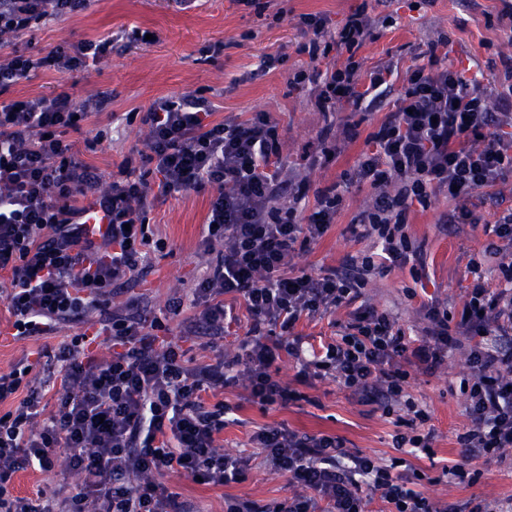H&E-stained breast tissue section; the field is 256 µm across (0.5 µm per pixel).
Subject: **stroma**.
Returning a JSON list of instances; mask_svg holds the SVG:
<instances>
[{"mask_svg":"<svg viewBox=\"0 0 512 512\" xmlns=\"http://www.w3.org/2000/svg\"><path fill=\"white\" fill-rule=\"evenodd\" d=\"M264 10L240 4L239 0H198L182 9L178 0H92L88 10L60 20L37 25L31 33L13 41L12 47L27 55L43 56L62 47L72 48L84 40H97L115 33L110 56L85 71L63 76L41 70L29 80L10 88L9 97L53 95L68 92L75 100L102 93L110 98L103 113L90 116L80 132L70 133L76 144L98 136L102 143L84 153L101 183H109L131 149L143 148L146 131L140 119L158 97L181 96L203 90L215 105L217 117L228 113L272 112L291 164L308 168L305 202L313 204L317 187L346 182L344 203L335 224L317 243L302 253L298 262L312 270L341 267L350 255L374 252L369 240H355L352 219L372 200L368 186L347 183L346 178L364 148L366 136L375 130L381 113L371 115L342 107L333 112L320 110L308 93L291 90L288 76L306 66L307 55L298 51L303 36L296 27L302 13H324L340 22L361 0H263ZM507 0H430L417 10L405 0H375L373 9L383 18L378 39L369 41L360 55L365 68L381 61L393 62L398 72L413 64L420 47L448 38V59L458 65H472L483 75L489 90H498L504 80L503 61L512 57V39L500 28L499 14L511 7ZM153 33L152 42L134 40L133 31ZM284 56L277 69L260 70L263 57ZM356 134L355 141L342 139L343 130ZM335 136L338 151L331 162H315L321 133ZM209 191H190L158 200L147 213L149 273L144 283H128L115 295L113 305L136 302L147 314L160 318L164 337L180 341L189 307L173 309L175 298L185 296L202 277L210 260L200 242L209 208ZM479 226L458 224L444 227L441 218L454 204L438 196L429 208L412 207L408 230L423 248L425 267L420 276L409 268H392L376 275L364 290L370 303L397 316L400 324L420 334L425 322L421 306L431 298L446 300L450 312L461 309L474 283L471 261L481 265L489 289L498 287L501 275L497 259L487 253L491 238L484 225L494 223L497 211L512 207V178L498 186L495 194L479 192L467 202ZM181 342V341H180ZM468 369L462 355L450 356L441 370L410 379L407 393L426 406L432 419L430 453L404 455L395 448L394 437L403 432L396 415L383 414L377 405L364 403L351 391L331 379H314L302 386L303 400L282 407H261L248 402L241 388L224 390V402L233 409V419L224 427L223 450L247 458L248 477L240 483L221 487L197 484L173 474L166 484L182 499L191 501L198 512H224L229 498H249L274 505L290 493L287 482L264 464L253 448L252 434L267 425H282L306 433L335 434L346 439L348 448L371 455L382 462L402 456L425 476L417 488L451 504L467 501L512 499V449L506 461L479 458V478L460 484L443 473L453 465L461 448L459 435L470 428L463 394Z\"/></svg>","mask_w":512,"mask_h":512,"instance_id":"1","label":"stroma"}]
</instances>
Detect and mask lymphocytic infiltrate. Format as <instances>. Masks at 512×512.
Returning a JSON list of instances; mask_svg holds the SVG:
<instances>
[{"label": "lymphocytic infiltrate", "instance_id": "obj_1", "mask_svg": "<svg viewBox=\"0 0 512 512\" xmlns=\"http://www.w3.org/2000/svg\"><path fill=\"white\" fill-rule=\"evenodd\" d=\"M89 5L0 0V274L9 326L20 340L51 335L64 322L85 327L57 350L37 352L57 382L52 409L31 385L33 361L0 373V512H191L164 477L177 473L210 486L247 478L246 461L220 449L226 407L203 399L230 384L241 385L248 401L285 406L301 400L300 387L310 379L330 378L384 414L404 406L411 433L396 435V446L428 448L422 429L431 415L406 399L405 387L412 373L435 374L453 350L469 367L471 427L459 437L460 460L449 473L470 482L474 460L503 457L512 448V208L484 227L495 237L488 249L499 258L504 287L474 283L456 316L447 302L431 300L418 343L407 340L391 313L363 301L362 289L387 267L423 264V250L407 232L413 206L428 208L443 194L456 203L443 223L472 224L467 199L512 174V84L490 96L476 74L449 63L442 37L428 43L423 63L409 66L398 87L391 63L367 71L357 58L378 28L367 4L336 27L321 13L299 15V50L309 64L289 77V87L311 94L326 111L346 103L386 114L350 176L373 196L351 233L380 243L382 258L352 255L343 268L314 273L295 258L335 223L344 194L335 182L320 187L312 212L303 213L307 176L289 165L271 112L218 120L200 93L157 98L141 117L144 148L131 149L101 190L67 139L101 101L78 103L64 91L7 98L36 70L83 71L111 53L109 37L41 57L8 47L35 24ZM202 189L210 205L201 244L218 258L190 291L194 314L181 334L216 347L228 294L242 300L248 330L239 354L191 368L182 347L160 337L158 318L131 303L113 311L106 303L147 272L151 203ZM91 208L108 217L105 231L85 224ZM342 307L350 314L336 343L306 357L297 323ZM101 339L110 350L104 358L94 349ZM284 356L297 368L292 387L274 369ZM251 441L293 494L272 508L234 499L226 512H367L376 498L388 512H448V504L408 488L421 473L409 476L350 451L344 438L264 427ZM61 461L76 484L16 493L18 473L49 472Z\"/></svg>", "mask_w": 512, "mask_h": 512}]
</instances>
